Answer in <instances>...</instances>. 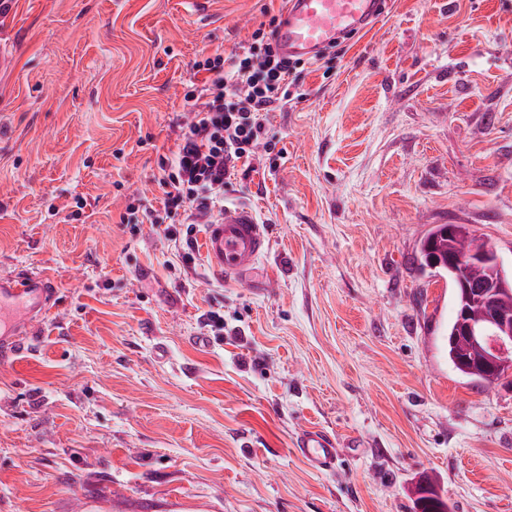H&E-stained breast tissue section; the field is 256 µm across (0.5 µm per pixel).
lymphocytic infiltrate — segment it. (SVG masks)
<instances>
[{
  "instance_id": "1",
  "label": "lymphocytic infiltrate",
  "mask_w": 512,
  "mask_h": 512,
  "mask_svg": "<svg viewBox=\"0 0 512 512\" xmlns=\"http://www.w3.org/2000/svg\"><path fill=\"white\" fill-rule=\"evenodd\" d=\"M278 16L253 32L252 45L224 56L195 61L205 73L200 92H186L188 116L180 125L179 143L172 156H160L159 200L140 197L147 223L168 218L164 235L182 243L181 225L204 224L217 218L224 185L234 178L249 179L257 167L259 149H271L275 135L268 115L279 104L303 96V63L280 56L272 38Z\"/></svg>"
}]
</instances>
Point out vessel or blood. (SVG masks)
<instances>
[{"label": "vessel or blood", "instance_id": "vessel-or-blood-1", "mask_svg": "<svg viewBox=\"0 0 512 512\" xmlns=\"http://www.w3.org/2000/svg\"><path fill=\"white\" fill-rule=\"evenodd\" d=\"M382 5V0H287L275 34L277 48L287 57L314 58L343 35L368 28ZM269 247L264 228L249 207L225 208L223 217L206 226L204 253L208 267L217 276H246L267 255ZM52 295L41 274L0 276V348L13 346L27 333L37 315L45 312ZM294 446L310 466L335 468L336 440L324 431L301 430Z\"/></svg>", "mask_w": 512, "mask_h": 512}]
</instances>
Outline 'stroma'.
<instances>
[{"label": "stroma", "instance_id": "obj_1", "mask_svg": "<svg viewBox=\"0 0 512 512\" xmlns=\"http://www.w3.org/2000/svg\"><path fill=\"white\" fill-rule=\"evenodd\" d=\"M286 0H13L0 16V275L56 294L0 358V512H512V377L449 362L465 224L512 268V0H386L269 114L275 169L224 189L272 241L220 279L129 205L158 191L193 64ZM216 311L223 329L203 327ZM332 434L310 467L293 441ZM294 447L314 468L332 470L339 457L336 439L324 431L304 429L297 433ZM413 509L415 512H452L451 505L435 485L427 483L416 492Z\"/></svg>", "mask_w": 512, "mask_h": 512}]
</instances>
